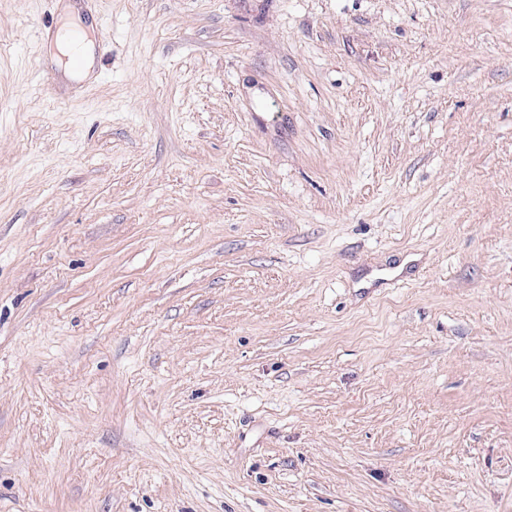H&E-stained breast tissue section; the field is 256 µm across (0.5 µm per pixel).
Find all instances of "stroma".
I'll use <instances>...</instances> for the list:
<instances>
[{
  "mask_svg": "<svg viewBox=\"0 0 512 512\" xmlns=\"http://www.w3.org/2000/svg\"><path fill=\"white\" fill-rule=\"evenodd\" d=\"M0 0V512H512V0ZM65 11L67 13L63 25L66 27L61 31L58 30L52 37V43L57 51V62L67 78L84 79L89 77L93 67V45L87 38V31L82 25V21L76 22L77 5L68 4ZM72 35L78 37V48L76 42L71 38ZM62 52L69 57L68 65L61 61Z\"/></svg>",
  "mask_w": 512,
  "mask_h": 512,
  "instance_id": "stroma-1",
  "label": "stroma"
}]
</instances>
